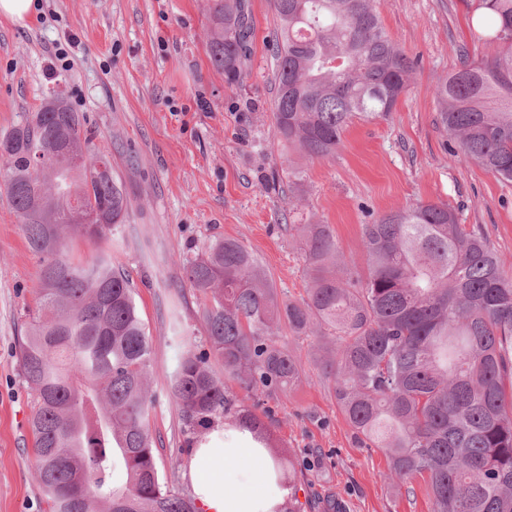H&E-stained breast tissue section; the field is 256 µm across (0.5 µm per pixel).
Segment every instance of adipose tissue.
Returning <instances> with one entry per match:
<instances>
[{
	"label": "adipose tissue",
	"mask_w": 512,
	"mask_h": 512,
	"mask_svg": "<svg viewBox=\"0 0 512 512\" xmlns=\"http://www.w3.org/2000/svg\"><path fill=\"white\" fill-rule=\"evenodd\" d=\"M189 479L201 512H279L287 481L253 433L216 422L192 451Z\"/></svg>",
	"instance_id": "obj_1"
}]
</instances>
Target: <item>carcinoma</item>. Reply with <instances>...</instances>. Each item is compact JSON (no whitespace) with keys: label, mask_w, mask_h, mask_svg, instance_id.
<instances>
[{"label":"carcinoma","mask_w":512,"mask_h":512,"mask_svg":"<svg viewBox=\"0 0 512 512\" xmlns=\"http://www.w3.org/2000/svg\"><path fill=\"white\" fill-rule=\"evenodd\" d=\"M207 51L236 81L247 59L245 0H210ZM273 136L307 160L336 154L355 119L386 118L415 71L375 0H272ZM478 40L438 82L439 122L455 155L512 182V0H481ZM84 114L63 101L27 112L0 136V186L42 266L36 308L18 341L35 394L34 475L52 512H198L159 473L147 424L150 345L126 271L101 252L86 262L68 241H102L124 222L122 183L97 165ZM81 200L77 215L69 199ZM306 298H282L253 253L216 238L183 259L206 300V343L252 398L235 403L207 352H184L171 375L185 447L218 419L254 432L281 461L286 449L257 414L301 367L276 335L328 340L323 368L336 404L365 448L388 458L385 479H426L432 512H512V273L483 228L442 203L398 208L364 225L366 268L351 267L327 224L297 227ZM94 491L80 492L82 477Z\"/></svg>","instance_id":"1"}]
</instances>
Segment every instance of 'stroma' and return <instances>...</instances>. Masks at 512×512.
Wrapping results in <instances>:
<instances>
[{
	"label": "stroma",
	"mask_w": 512,
	"mask_h": 512,
	"mask_svg": "<svg viewBox=\"0 0 512 512\" xmlns=\"http://www.w3.org/2000/svg\"><path fill=\"white\" fill-rule=\"evenodd\" d=\"M23 26L0 19V134L58 95L84 113L93 146L108 153L129 211L102 244L72 242L92 259L107 251L126 270L151 347L149 431L169 486L191 495L180 414L170 378L180 355L204 348L205 300L189 288L183 258L217 237L239 241L283 296L305 298L296 225H330L364 269L363 224L402 206L445 203L478 225L512 272V183L447 147L435 85L464 58L487 54L476 0H377L385 28L419 66L387 119L353 121L335 156L303 166L273 138L271 0H247L251 55L231 83L207 54L208 0H39ZM73 59L61 69L56 44ZM39 258L0 189V512H50L34 479L35 395L22 378L18 339L40 285ZM179 319L181 343L171 339ZM301 364L288 393L266 398L264 422L288 448L305 512H431L423 480L389 486L385 455L363 448L325 382L320 343L281 330Z\"/></svg>",
	"instance_id": "35a3bbf8"
}]
</instances>
